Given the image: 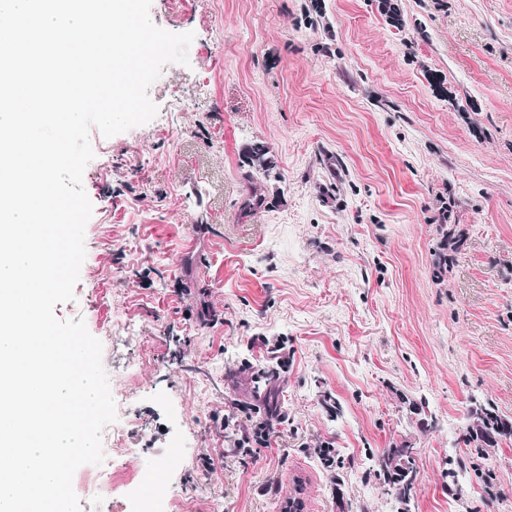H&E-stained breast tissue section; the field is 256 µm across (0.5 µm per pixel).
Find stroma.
<instances>
[{
  "label": "stroma",
  "instance_id": "stroma-1",
  "mask_svg": "<svg viewBox=\"0 0 512 512\" xmlns=\"http://www.w3.org/2000/svg\"><path fill=\"white\" fill-rule=\"evenodd\" d=\"M383 2L152 0L188 62L150 123L91 130L86 257L54 308L116 397L120 481L74 476L83 512H512V441H462L472 401L512 418V0ZM272 353L286 417L230 452L225 417L263 419L242 367ZM404 441L405 505L373 474ZM257 144H261L258 146ZM244 158L249 167L255 170L267 171L272 166L269 148L262 143H255L244 150Z\"/></svg>",
  "mask_w": 512,
  "mask_h": 512
}]
</instances>
